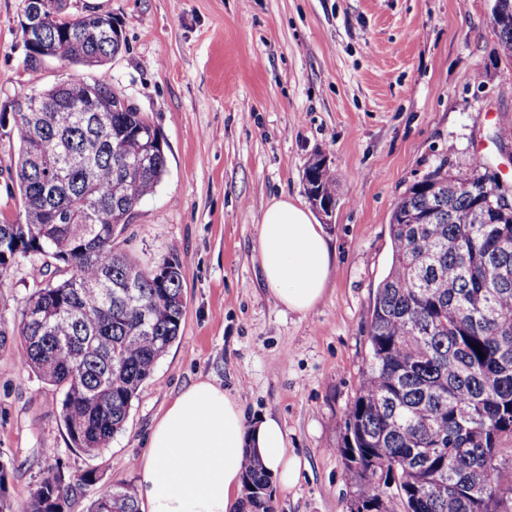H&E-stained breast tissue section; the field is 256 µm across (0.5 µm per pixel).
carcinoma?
<instances>
[{
	"mask_svg": "<svg viewBox=\"0 0 512 512\" xmlns=\"http://www.w3.org/2000/svg\"><path fill=\"white\" fill-rule=\"evenodd\" d=\"M45 35L56 59L102 67L125 50L119 22L68 14L54 0ZM495 19L496 50L512 57V0ZM46 112H21L12 180L23 223L0 224V277L19 258L34 287L19 309L18 361L64 391L61 417L72 444L108 447L133 400L179 336L182 264L170 251L144 268L114 240L166 173L156 125L103 73L63 89L42 88ZM108 111L83 112L90 92ZM118 152L112 153V144ZM399 199L391 218L392 262L373 299L367 365L337 452L366 512H512V466L499 461L512 437V221L481 213L498 188L474 167L437 168ZM306 191L336 198L324 158L305 168ZM434 213L426 224L417 215ZM484 357H479L475 347ZM487 492L472 491L475 480ZM93 471L58 467L25 512H66L97 484ZM244 510L274 512L261 462L245 466ZM89 512H140L134 489L101 491Z\"/></svg>",
	"mask_w": 512,
	"mask_h": 512,
	"instance_id": "1",
	"label": "carcinoma"
}]
</instances>
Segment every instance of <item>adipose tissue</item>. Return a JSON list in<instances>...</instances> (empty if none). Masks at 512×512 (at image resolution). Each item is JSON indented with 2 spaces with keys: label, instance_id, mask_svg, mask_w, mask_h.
Here are the masks:
<instances>
[{
  "label": "adipose tissue",
  "instance_id": "ef3b65f1",
  "mask_svg": "<svg viewBox=\"0 0 512 512\" xmlns=\"http://www.w3.org/2000/svg\"><path fill=\"white\" fill-rule=\"evenodd\" d=\"M264 282L290 311L309 313L322 298L336 259L321 224L303 205L273 201L258 233ZM261 459L276 486L298 478L277 417L246 422L238 401L200 380L183 389L149 434L136 462L137 494L146 512H238L247 452Z\"/></svg>",
  "mask_w": 512,
  "mask_h": 512
}]
</instances>
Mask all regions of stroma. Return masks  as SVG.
Here are the masks:
<instances>
[{"label": "stroma", "instance_id": "35a3bbf8", "mask_svg": "<svg viewBox=\"0 0 512 512\" xmlns=\"http://www.w3.org/2000/svg\"><path fill=\"white\" fill-rule=\"evenodd\" d=\"M494 0H70L112 13L127 48L106 69L161 130L167 172L135 208L123 247L145 267L182 262L177 340L108 448L74 447L62 389L23 369L14 313L32 286L26 262L0 278V495L21 512L51 465L88 470L98 489L135 484L151 429L184 388L224 387L246 419L276 416L301 461L272 489L275 512H346L356 492L337 452L366 367L371 304L392 258L399 198L438 166L481 167L512 190L496 135L512 122V58L495 53ZM24 0H0V101L98 72L56 61L27 69ZM326 155L336 252L322 300L288 311L268 293L258 227L267 205L306 203L303 175Z\"/></svg>", "mask_w": 512, "mask_h": 512}]
</instances>
